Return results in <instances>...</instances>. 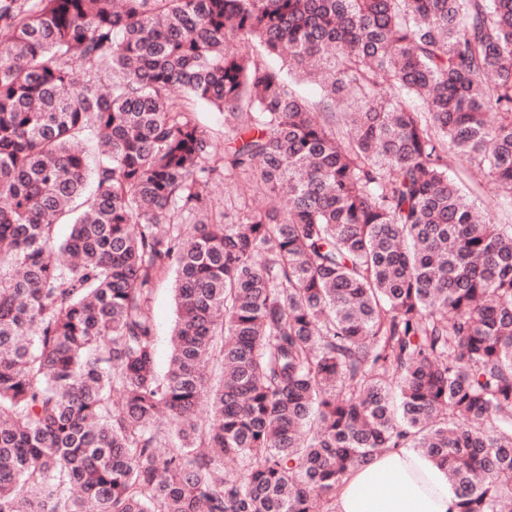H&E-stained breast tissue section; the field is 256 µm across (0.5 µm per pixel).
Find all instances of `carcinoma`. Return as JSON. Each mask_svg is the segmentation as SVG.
I'll list each match as a JSON object with an SVG mask.
<instances>
[{
  "label": "carcinoma",
  "instance_id": "1",
  "mask_svg": "<svg viewBox=\"0 0 512 512\" xmlns=\"http://www.w3.org/2000/svg\"><path fill=\"white\" fill-rule=\"evenodd\" d=\"M454 158L512 207V0H0V512H334L402 447L503 512L512 224ZM200 127L214 140L224 142V116L216 110L203 107L196 114ZM156 313V336L158 351V370L167 369L170 357V336L174 323V302L170 279H162L154 295Z\"/></svg>",
  "mask_w": 512,
  "mask_h": 512
}]
</instances>
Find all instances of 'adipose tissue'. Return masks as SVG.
<instances>
[{
    "label": "adipose tissue",
    "mask_w": 512,
    "mask_h": 512,
    "mask_svg": "<svg viewBox=\"0 0 512 512\" xmlns=\"http://www.w3.org/2000/svg\"><path fill=\"white\" fill-rule=\"evenodd\" d=\"M444 470L412 448L374 456L336 491V512H460Z\"/></svg>",
    "instance_id": "1"
}]
</instances>
